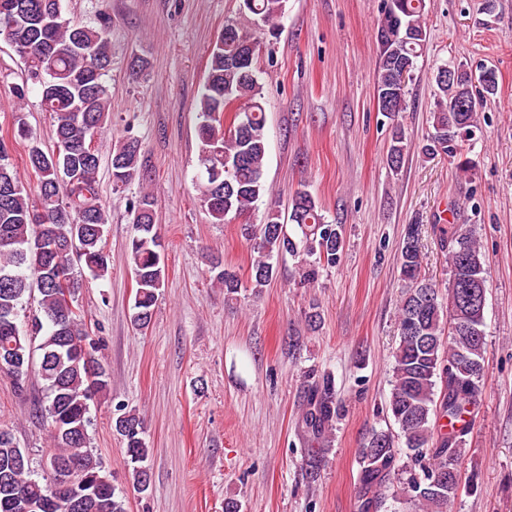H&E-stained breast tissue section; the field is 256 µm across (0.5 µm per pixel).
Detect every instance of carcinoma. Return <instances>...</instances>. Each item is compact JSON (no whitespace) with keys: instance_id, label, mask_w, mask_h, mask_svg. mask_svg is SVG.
Here are the masks:
<instances>
[{"instance_id":"1","label":"carcinoma","mask_w":512,"mask_h":512,"mask_svg":"<svg viewBox=\"0 0 512 512\" xmlns=\"http://www.w3.org/2000/svg\"><path fill=\"white\" fill-rule=\"evenodd\" d=\"M287 0H241L240 10L256 24L285 14ZM425 0H386L378 24L376 103L394 115L406 109L401 74L417 68L427 41ZM0 37L24 62L22 83L12 87L23 100L40 92L42 111L53 117L54 150L44 151L40 137L15 114L11 138L0 136V372L23 391L35 372L44 382L37 411L49 419L54 445L47 460L69 459L80 465L78 476L91 483L79 496V512H128L127 495L114 484L112 471L92 448L89 427L90 388L109 390L110 374L100 340L90 336L79 295L86 283L109 272L105 237L109 215L99 192V151L81 153L82 145L100 140L110 119L111 88L106 76L112 64L106 25L90 26L62 10L61 0H0ZM256 46L241 27L236 37L215 44L197 100L199 172L198 200L214 223L223 224L257 207L266 194V116L261 102L262 72L255 66ZM439 94L430 113L433 129L422 152L443 155L462 172L474 169L463 145L479 130L473 73L462 63L436 68ZM470 102L466 112L454 106ZM23 145L28 178L21 177L12 157ZM412 149L395 127L387 163L397 170ZM140 145L129 138L112 150V183L117 189L140 176ZM289 235L279 215L270 212L263 224H247L254 240L252 286L261 291L272 281L273 257H304L301 279L317 280L319 269L334 266L343 248L340 225L326 221L317 198L299 189L290 201ZM448 249L451 276L447 293L421 273L418 226L406 229L399 253L405 293L399 312V344L394 352L388 412L408 450L402 463L394 435L375 431L358 449L360 512H382L387 501L410 503L424 512H447L459 484L439 490V475L460 480L461 448L470 432L471 416L482 395L485 346L484 308L487 268L473 233L463 224L441 230ZM57 251L66 262L70 300L59 285V271L49 254L37 256V242ZM135 282L131 322L149 327L164 288L166 263L156 224L155 199L145 193L135 203L127 246ZM211 270L234 295L238 276L222 260L209 257ZM36 299L37 308H28ZM115 430L125 444L132 487L140 494L151 485L150 448L143 419L124 410ZM342 411L331 379L308 394L303 415L308 432L321 439ZM0 512H67L64 496L53 497L46 477L35 478L28 453L9 432L0 431Z\"/></svg>"}]
</instances>
